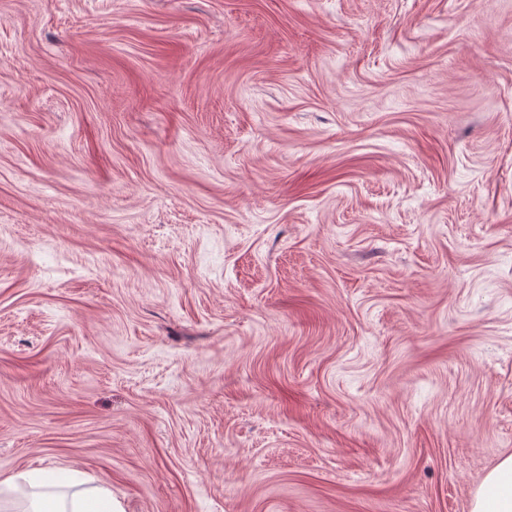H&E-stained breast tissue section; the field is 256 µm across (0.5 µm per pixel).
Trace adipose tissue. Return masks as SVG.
<instances>
[{
  "mask_svg": "<svg viewBox=\"0 0 512 512\" xmlns=\"http://www.w3.org/2000/svg\"><path fill=\"white\" fill-rule=\"evenodd\" d=\"M21 485L29 490L27 512H116L111 489L74 469L34 468L0 481L8 490ZM471 512H512V455L487 474Z\"/></svg>",
  "mask_w": 512,
  "mask_h": 512,
  "instance_id": "1",
  "label": "adipose tissue"
}]
</instances>
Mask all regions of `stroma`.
Segmentation results:
<instances>
[{"instance_id": "obj_1", "label": "stroma", "mask_w": 512, "mask_h": 512, "mask_svg": "<svg viewBox=\"0 0 512 512\" xmlns=\"http://www.w3.org/2000/svg\"><path fill=\"white\" fill-rule=\"evenodd\" d=\"M508 455L512 0H0V479L471 512Z\"/></svg>"}]
</instances>
